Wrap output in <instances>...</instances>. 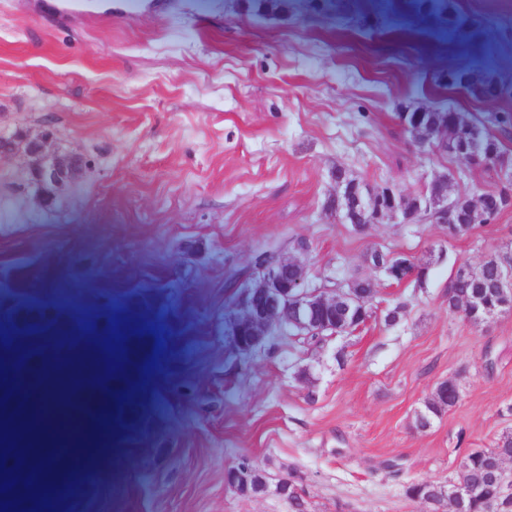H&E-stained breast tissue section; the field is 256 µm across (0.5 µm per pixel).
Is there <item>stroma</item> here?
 I'll use <instances>...</instances> for the list:
<instances>
[{"mask_svg":"<svg viewBox=\"0 0 512 512\" xmlns=\"http://www.w3.org/2000/svg\"><path fill=\"white\" fill-rule=\"evenodd\" d=\"M478 22L470 46L446 38L410 0H360L363 22L341 29L307 0L257 15L245 0H146L133 19H53L48 0H0V122L51 124L82 177L43 208L0 162V307L43 284L88 305L112 301L133 374L116 398L68 392L62 402L107 419L111 456L59 459L43 480L59 512H427L406 484H444L459 447L488 448L512 430V313L473 325L448 309L461 261L480 265L512 246V208L495 225L449 238L431 221H387L359 233L326 205L336 168L420 194L453 173L470 194L503 189L497 169L421 148L398 118L414 109L512 113L442 88L449 68H512V0H452ZM306 239L311 286L356 277L379 317L349 334L301 345L272 336L242 357L225 283L260 253ZM424 259L423 285L394 283L364 262L369 246ZM403 305L399 324L383 312ZM26 352L0 385V419L33 404L56 362L25 325ZM460 400L426 430L415 413L438 383ZM12 466L0 512H39L25 478L35 451L4 449ZM249 460L259 494L229 485ZM295 478L303 506L276 492Z\"/></svg>","mask_w":512,"mask_h":512,"instance_id":"1","label":"stroma"}]
</instances>
